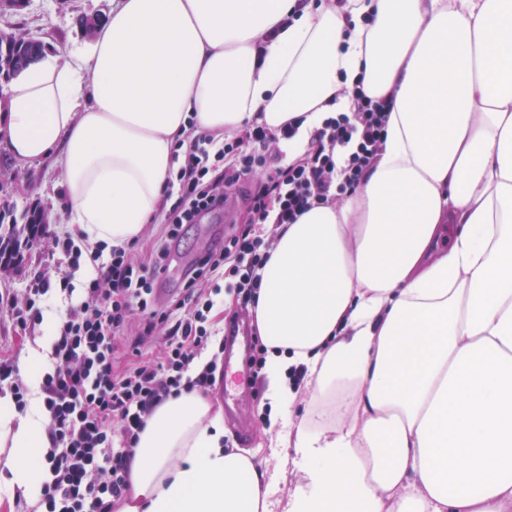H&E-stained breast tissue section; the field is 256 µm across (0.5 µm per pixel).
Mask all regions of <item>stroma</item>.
I'll return each instance as SVG.
<instances>
[{
    "label": "stroma",
    "mask_w": 512,
    "mask_h": 512,
    "mask_svg": "<svg viewBox=\"0 0 512 512\" xmlns=\"http://www.w3.org/2000/svg\"><path fill=\"white\" fill-rule=\"evenodd\" d=\"M114 0H24L23 6L0 4V30L40 40L45 52L66 48L75 63H82L90 40L84 37L78 18H108ZM39 205L48 226L37 251L25 254L21 263L9 271L0 272V296L20 294L34 272L52 262V236L67 231L68 190L60 166L50 162L19 165L0 141V238L9 239L13 225L21 224L22 216L32 205ZM244 206H237L230 217L208 215L202 224L186 227L179 248L170 257V267L162 280L163 293L179 291L182 272L194 255L212 246V237L228 233L232 225L242 223ZM45 333L43 324L28 332L21 331L0 309V350L23 361L31 346ZM241 404L237 418L224 420V445L248 451L255 466L274 468L270 456L269 438L271 414L264 411L266 378L258 376L251 385L237 387Z\"/></svg>",
    "instance_id": "1"
}]
</instances>
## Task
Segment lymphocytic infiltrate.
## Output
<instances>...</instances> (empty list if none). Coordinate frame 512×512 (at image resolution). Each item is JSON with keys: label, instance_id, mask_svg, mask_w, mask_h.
Returning a JSON list of instances; mask_svg holds the SVG:
<instances>
[{"label": "lymphocytic infiltrate", "instance_id": "f902f5d3", "mask_svg": "<svg viewBox=\"0 0 512 512\" xmlns=\"http://www.w3.org/2000/svg\"><path fill=\"white\" fill-rule=\"evenodd\" d=\"M390 110V102L354 90L350 111L327 118L291 161L283 145L295 136L297 117L276 131L245 125L220 146L207 133L188 138L185 149L173 154L178 168L165 191L171 204L149 263L135 261L122 246L87 252L70 233L54 236L66 265L37 270L21 299L6 304L26 330L42 320L41 306L53 291L71 301L39 394L52 475L42 493L43 512H112L128 491V463L155 408L215 384L216 360L193 368L214 344L206 327L214 307L211 282L229 274L238 295L252 302L274 246L265 227L295 223L314 205L358 189L382 149ZM232 191L244 196L247 221L195 260L179 297L159 303L155 287L184 225L223 210ZM85 256L96 274L77 286L74 271ZM133 325L139 333L121 367L117 341Z\"/></svg>", "mask_w": 512, "mask_h": 512}]
</instances>
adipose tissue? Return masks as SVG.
I'll return each instance as SVG.
<instances>
[{"mask_svg":"<svg viewBox=\"0 0 512 512\" xmlns=\"http://www.w3.org/2000/svg\"><path fill=\"white\" fill-rule=\"evenodd\" d=\"M357 85L392 99L386 142L355 193L278 229L250 308L288 421L274 469L185 392L148 419L116 512H512V0H118L83 65L60 49L9 82L0 140L56 158L72 228L122 246L189 132L300 115L293 159ZM42 428L0 395V486L32 500Z\"/></svg>","mask_w":512,"mask_h":512,"instance_id":"ef3b65f1","label":"adipose tissue"}]
</instances>
